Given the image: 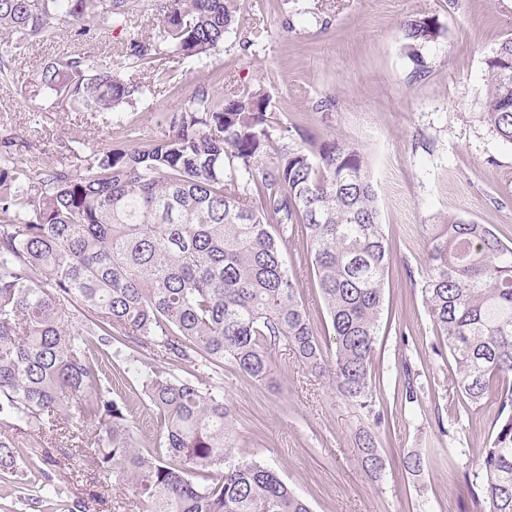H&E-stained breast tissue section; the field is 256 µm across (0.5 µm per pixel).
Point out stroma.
I'll return each mask as SVG.
<instances>
[{
	"mask_svg": "<svg viewBox=\"0 0 512 512\" xmlns=\"http://www.w3.org/2000/svg\"><path fill=\"white\" fill-rule=\"evenodd\" d=\"M432 15L440 36L422 50V63L402 47L399 24ZM75 26L38 42L12 65L0 85V127L17 134L14 153L48 167L80 168L90 150L129 135L162 137L168 112L198 83L219 91L263 85L281 120L310 134L334 133L357 142L370 157L385 231L394 253L384 287L382 327L374 372L393 383L409 359L426 386L418 402L387 403L377 434L386 461L380 478L358 463L357 433L364 417L328 379L298 365L291 352L270 353L271 380L258 381L227 364L196 373L200 387L222 385L233 411L237 454L277 470L311 512H471L463 480L476 468L477 449L488 445L497 415L494 398L462 407L450 355H437L432 322L421 292L433 225L458 216L492 225L512 238V144L502 141L482 114L488 102L487 60L512 38V0H238L224 43L207 57L157 62L174 69L173 87L155 91L112 114L75 112L33 97L39 70L57 55L83 49ZM97 52L112 55L126 74L151 82L150 66L124 56L119 32L92 30ZM335 105L321 110V101ZM299 293L321 339L332 330L314 284L306 243L297 238L285 254ZM114 399L133 415L142 447L157 446V423L138 385L117 384ZM470 449L454 456V447ZM426 457L421 477L408 475L410 452ZM26 459L16 474L0 473V512H67L76 500L89 512H113L93 461L78 457L57 471L50 502L33 508Z\"/></svg>",
	"mask_w": 512,
	"mask_h": 512,
	"instance_id": "35a3bbf8",
	"label": "stroma"
}]
</instances>
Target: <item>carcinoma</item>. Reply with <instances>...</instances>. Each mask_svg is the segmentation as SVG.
I'll return each instance as SVG.
<instances>
[{
  "instance_id": "1",
  "label": "carcinoma",
  "mask_w": 512,
  "mask_h": 512,
  "mask_svg": "<svg viewBox=\"0 0 512 512\" xmlns=\"http://www.w3.org/2000/svg\"><path fill=\"white\" fill-rule=\"evenodd\" d=\"M159 40L132 38L126 56L153 63L166 48L200 58L224 43L237 0H161ZM128 0H0V80L29 45L60 27L116 28ZM407 56L437 39L435 18L400 24ZM484 121L512 144V38L487 60ZM144 93L112 57L91 50L48 63L35 96L73 109L114 111ZM159 139H130L91 151L80 169L35 170L13 156L0 128V471L17 458L52 463L94 459L99 474L143 512H310L278 473L234 453L224 387H199L175 372L140 374L159 426V448L143 452L131 414L112 397L107 347L127 338L164 352L176 368L227 363L258 381L272 374L269 348L283 345L370 426L357 434L361 466L378 478L384 459L375 429L374 357L393 259L368 158L342 137L306 136L285 125L262 85L218 93L196 86L168 115ZM272 160L260 168L259 162ZM305 237L333 332L324 355L283 248ZM422 293L437 342L448 349L462 399L494 396L493 439L465 474L475 512H512V241L488 224L451 217L432 237ZM393 390L409 403L413 384L401 360ZM34 437L21 447L15 432ZM417 477L419 454L404 458Z\"/></svg>"
}]
</instances>
